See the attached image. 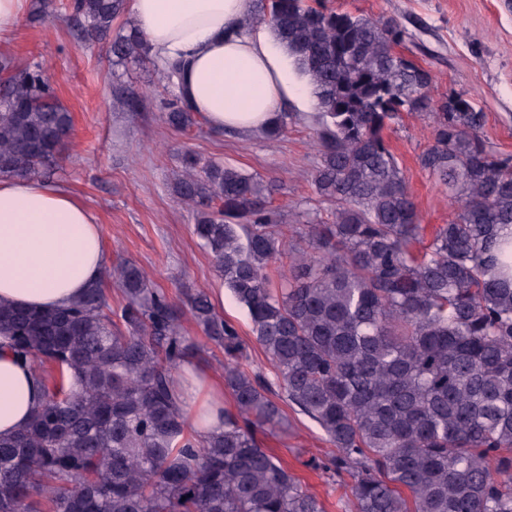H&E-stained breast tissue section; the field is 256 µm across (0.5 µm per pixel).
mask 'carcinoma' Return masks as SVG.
Returning <instances> with one entry per match:
<instances>
[{
	"instance_id": "carcinoma-1",
	"label": "carcinoma",
	"mask_w": 512,
	"mask_h": 512,
	"mask_svg": "<svg viewBox=\"0 0 512 512\" xmlns=\"http://www.w3.org/2000/svg\"><path fill=\"white\" fill-rule=\"evenodd\" d=\"M267 24L317 99V193L330 224L294 226L288 244L269 208L271 184L187 152L175 186L198 208L193 233L250 315L272 382L250 371L236 328L208 296L186 307L132 262L113 268L125 298L101 284L62 308L0 304V346L44 383L30 422L0 436V512H325L257 431L281 426L284 398L315 420L336 452L321 468L351 480L352 512H512V158L481 136L473 99H438L431 74L395 51L392 18L260 0ZM87 37L103 40L124 0H66ZM112 56L151 65L136 26ZM169 86L181 65L160 68ZM403 112L433 119L422 169L457 204L425 225L384 131ZM165 122L199 124L180 96ZM72 115L41 65L0 59V176H34L60 159ZM289 257L271 285L268 267ZM224 349V430L188 434L173 376L199 349L184 312ZM54 372L47 376V370Z\"/></svg>"
}]
</instances>
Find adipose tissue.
<instances>
[{
	"label": "adipose tissue",
	"mask_w": 512,
	"mask_h": 512,
	"mask_svg": "<svg viewBox=\"0 0 512 512\" xmlns=\"http://www.w3.org/2000/svg\"><path fill=\"white\" fill-rule=\"evenodd\" d=\"M247 0H129L150 56L181 58L180 90L212 129L256 130L307 90L267 25L238 32ZM106 253L96 217L67 190L34 177L0 178V302L47 310L80 298L100 279ZM44 387L30 365L0 348V435L30 421ZM180 404L194 440L224 427V383L190 376Z\"/></svg>",
	"instance_id": "adipose-tissue-1"
}]
</instances>
